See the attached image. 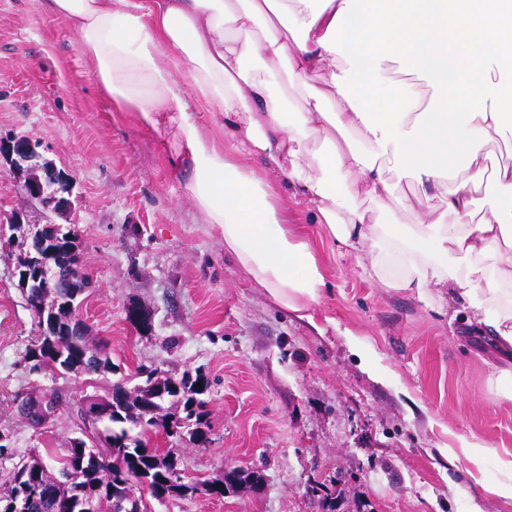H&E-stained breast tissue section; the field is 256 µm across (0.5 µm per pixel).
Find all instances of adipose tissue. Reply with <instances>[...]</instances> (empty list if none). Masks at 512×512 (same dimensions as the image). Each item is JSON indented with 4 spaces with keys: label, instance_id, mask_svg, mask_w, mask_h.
Here are the masks:
<instances>
[{
    "label": "adipose tissue",
    "instance_id": "ef3b65f1",
    "mask_svg": "<svg viewBox=\"0 0 512 512\" xmlns=\"http://www.w3.org/2000/svg\"><path fill=\"white\" fill-rule=\"evenodd\" d=\"M113 106L175 124L186 190L224 250L313 320L326 284L270 183L195 118L263 158L364 273L429 306L459 305L512 353V0H41ZM399 66L413 82L391 88ZM307 96L287 116L268 81Z\"/></svg>",
    "mask_w": 512,
    "mask_h": 512
}]
</instances>
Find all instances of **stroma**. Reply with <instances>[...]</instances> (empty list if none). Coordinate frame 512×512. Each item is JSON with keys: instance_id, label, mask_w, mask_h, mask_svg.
<instances>
[{"instance_id": "stroma-1", "label": "stroma", "mask_w": 512, "mask_h": 512, "mask_svg": "<svg viewBox=\"0 0 512 512\" xmlns=\"http://www.w3.org/2000/svg\"><path fill=\"white\" fill-rule=\"evenodd\" d=\"M22 135L72 175V208L54 217L0 165V444L10 450L0 457V494L33 451L52 465L91 432L86 397L156 368L207 377L210 430L203 445L160 433L152 448L174 453L184 482L231 466L261 473L263 487L162 501L135 489L150 512H512V499L483 489L502 479L498 459L474 474L460 456L472 438L512 455V402L487 385L501 363L488 338L450 310L369 279L357 252L284 194L288 224L310 239L326 280L315 324L298 319L205 223L186 191L191 173L178 163L174 127L157 131L117 111L68 23L40 0H0V136ZM17 211L28 226L15 231L8 219ZM53 219L78 236L89 282L79 316L107 344L111 371L26 367L39 327L14 262L30 245L29 226ZM133 306L151 314L150 331L128 321ZM354 338L372 369L351 351ZM44 396L56 410L31 423L23 405Z\"/></svg>"}]
</instances>
